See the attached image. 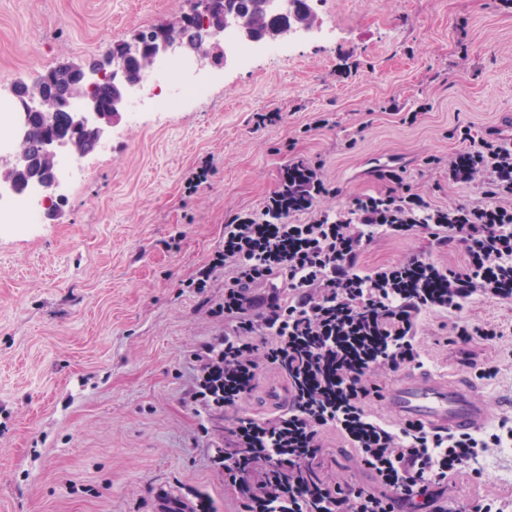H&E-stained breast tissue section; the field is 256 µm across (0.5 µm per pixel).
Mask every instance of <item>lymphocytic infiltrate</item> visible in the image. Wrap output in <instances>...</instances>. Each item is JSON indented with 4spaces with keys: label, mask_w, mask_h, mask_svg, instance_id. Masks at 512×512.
I'll use <instances>...</instances> for the list:
<instances>
[{
    "label": "lymphocytic infiltrate",
    "mask_w": 512,
    "mask_h": 512,
    "mask_svg": "<svg viewBox=\"0 0 512 512\" xmlns=\"http://www.w3.org/2000/svg\"><path fill=\"white\" fill-rule=\"evenodd\" d=\"M487 161L482 204L435 210L418 194L392 190L356 197L342 213L291 224L288 216L311 209L326 191L317 166L298 161L283 169L261 214L240 213L225 224L223 247L190 285L203 289L216 270L231 272L220 308L224 357L215 359L207 345L199 359L203 378H221L224 410L234 415L224 445L236 455L224 481L244 512H272L283 500L297 512L311 496L322 497L328 512H398L488 449L512 447L508 418L481 433H442L417 423L395 427L363 408L377 391L371 376L418 364L422 312H457L476 293L512 300V209L499 204L512 195V149L480 141L450 161L448 174L468 182ZM422 230L442 246L461 248L463 265L414 255L370 274L359 270L363 249L378 236L406 238ZM268 364L288 381L287 409L270 419L240 414ZM328 426L359 449L377 487L319 479L320 432ZM257 448L278 457L277 469L263 475L261 496L252 491Z\"/></svg>",
    "instance_id": "f902f5d3"
}]
</instances>
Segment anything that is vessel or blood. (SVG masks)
<instances>
[{
    "label": "vessel or blood",
    "mask_w": 512,
    "mask_h": 512,
    "mask_svg": "<svg viewBox=\"0 0 512 512\" xmlns=\"http://www.w3.org/2000/svg\"><path fill=\"white\" fill-rule=\"evenodd\" d=\"M384 400L398 419L442 432L476 431L488 417L483 401L467 381H448L422 369L401 378Z\"/></svg>",
    "instance_id": "vessel-or-blood-1"
}]
</instances>
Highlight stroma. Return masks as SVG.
Returning a JSON list of instances; mask_svg holds the SVG:
<instances>
[{"label": "stroma", "mask_w": 512, "mask_h": 512, "mask_svg": "<svg viewBox=\"0 0 512 512\" xmlns=\"http://www.w3.org/2000/svg\"><path fill=\"white\" fill-rule=\"evenodd\" d=\"M320 29L292 52L203 67L208 90L179 112L122 113L57 213L0 231V512H166L165 499L242 512L214 461L210 406L195 401L201 346L224 337V271L189 287L235 214L260 213L281 169L320 165L327 194L305 224L365 194L432 206L481 202L448 178L464 132L499 140L512 118V0H311ZM187 0H0V99L67 62L106 54L187 11ZM417 112L410 120L409 112ZM393 177H386L384 165ZM209 166L206 182L188 178ZM423 253L460 265L428 232L379 237L363 271ZM500 338L460 343L455 324ZM421 366L470 379L489 424L512 417V300L473 295L425 311ZM492 367L476 378L470 362ZM288 382L263 367L243 414L271 417ZM321 438L327 482L372 485L335 427ZM512 507V453L490 449L449 475L441 504Z\"/></svg>", "instance_id": "35a3bbf8"}]
</instances>
